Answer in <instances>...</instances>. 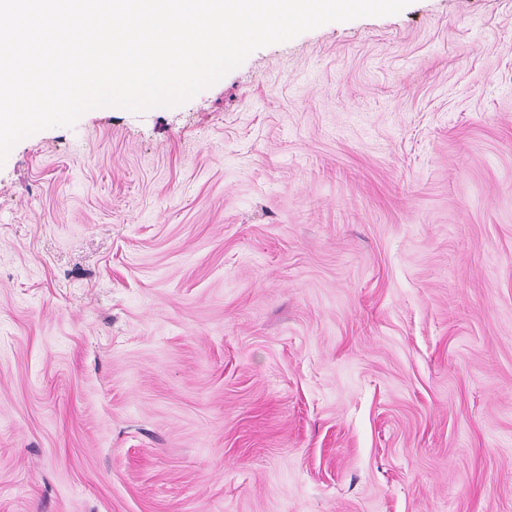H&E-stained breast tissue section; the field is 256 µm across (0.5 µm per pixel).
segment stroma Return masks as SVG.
<instances>
[{"label": "stroma", "instance_id": "obj_1", "mask_svg": "<svg viewBox=\"0 0 512 512\" xmlns=\"http://www.w3.org/2000/svg\"><path fill=\"white\" fill-rule=\"evenodd\" d=\"M0 512H512V0L17 142Z\"/></svg>", "mask_w": 512, "mask_h": 512}]
</instances>
